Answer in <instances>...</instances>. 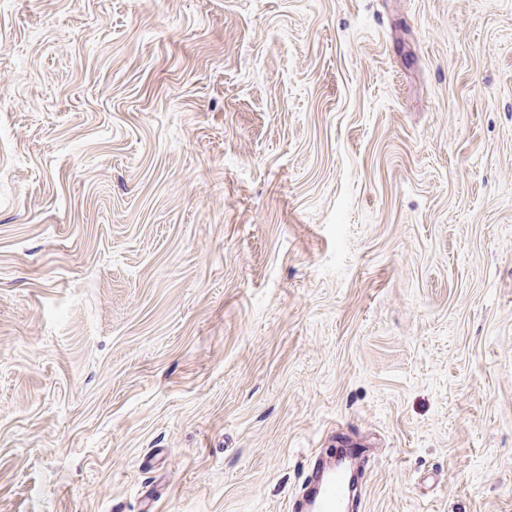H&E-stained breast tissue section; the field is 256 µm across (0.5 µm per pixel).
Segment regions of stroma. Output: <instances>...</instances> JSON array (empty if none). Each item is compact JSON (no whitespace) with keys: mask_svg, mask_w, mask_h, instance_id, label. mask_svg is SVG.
<instances>
[{"mask_svg":"<svg viewBox=\"0 0 512 512\" xmlns=\"http://www.w3.org/2000/svg\"><path fill=\"white\" fill-rule=\"evenodd\" d=\"M512 512V0H0V512ZM364 452L361 448H344L335 457H329L311 470L312 490L302 498L295 497L291 512H355L360 509V497L351 498V486L356 473L364 468ZM313 474L315 476L313 477Z\"/></svg>","mask_w":512,"mask_h":512,"instance_id":"35a3bbf8","label":"stroma"}]
</instances>
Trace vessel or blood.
Segmentation results:
<instances>
[{
	"instance_id": "obj_1",
	"label": "vessel or blood",
	"mask_w": 512,
	"mask_h": 512,
	"mask_svg": "<svg viewBox=\"0 0 512 512\" xmlns=\"http://www.w3.org/2000/svg\"><path fill=\"white\" fill-rule=\"evenodd\" d=\"M364 466V452L347 448L336 457L314 466L311 492L294 498L290 512H358L359 499L351 495L353 478Z\"/></svg>"
}]
</instances>
